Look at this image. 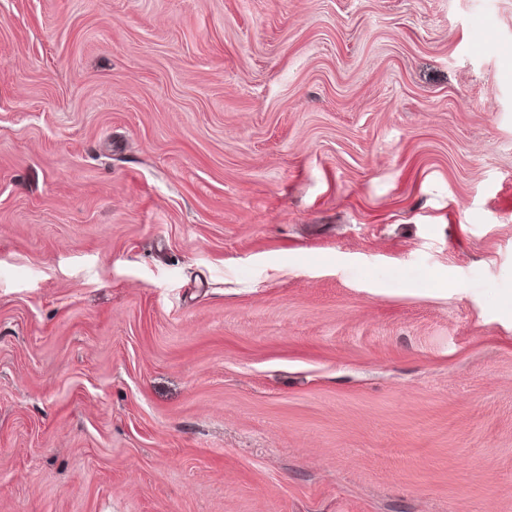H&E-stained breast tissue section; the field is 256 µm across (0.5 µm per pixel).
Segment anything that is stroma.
Listing matches in <instances>:
<instances>
[{
	"mask_svg": "<svg viewBox=\"0 0 512 512\" xmlns=\"http://www.w3.org/2000/svg\"><path fill=\"white\" fill-rule=\"evenodd\" d=\"M0 512H512V0H0Z\"/></svg>",
	"mask_w": 512,
	"mask_h": 512,
	"instance_id": "35a3bbf8",
	"label": "stroma"
}]
</instances>
